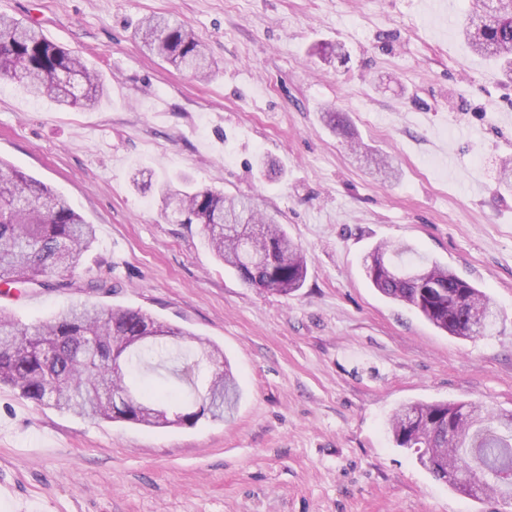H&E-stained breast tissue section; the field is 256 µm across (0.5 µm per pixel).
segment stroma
Wrapping results in <instances>:
<instances>
[{
  "instance_id": "obj_1",
  "label": "stroma",
  "mask_w": 512,
  "mask_h": 512,
  "mask_svg": "<svg viewBox=\"0 0 512 512\" xmlns=\"http://www.w3.org/2000/svg\"><path fill=\"white\" fill-rule=\"evenodd\" d=\"M470 0H0L97 68L107 94L62 110L0 83V160L63 195L96 240L71 287L5 290L25 324L77 302L132 308L221 348L233 416L146 428L89 420L0 385V479L32 512H512L435 480L388 431L410 402L512 410V78L468 47ZM153 13L213 62L200 80L147 55ZM345 113L352 148L322 120ZM399 173L379 176L374 152ZM254 197L302 245V288L245 284L158 190ZM406 242L488 295L492 335L462 339L365 273ZM95 279L104 286L88 290Z\"/></svg>"
}]
</instances>
